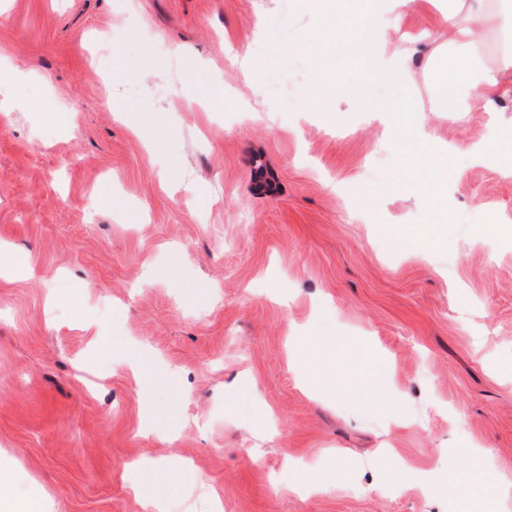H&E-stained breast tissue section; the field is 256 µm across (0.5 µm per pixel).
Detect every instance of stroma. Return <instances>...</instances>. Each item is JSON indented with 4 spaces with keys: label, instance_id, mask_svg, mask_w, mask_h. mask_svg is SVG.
<instances>
[{
    "label": "stroma",
    "instance_id": "35a3bbf8",
    "mask_svg": "<svg viewBox=\"0 0 512 512\" xmlns=\"http://www.w3.org/2000/svg\"><path fill=\"white\" fill-rule=\"evenodd\" d=\"M356 8L0 0V243L26 270L0 278V463L45 512H458L403 479L450 458L484 464V494L512 486L493 367L512 239L478 236L490 209L512 225V176L449 153L447 208L428 207L430 154L491 130L437 111L418 12L415 84L360 83ZM300 336H365L385 363L352 385L324 367L317 401ZM309 477L325 490L299 492ZM389 237L400 242L409 240L425 251L438 249L441 241L424 224L393 225L388 230Z\"/></svg>",
    "mask_w": 512,
    "mask_h": 512
}]
</instances>
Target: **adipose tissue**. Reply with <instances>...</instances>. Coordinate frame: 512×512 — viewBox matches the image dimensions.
I'll return each instance as SVG.
<instances>
[{"mask_svg":"<svg viewBox=\"0 0 512 512\" xmlns=\"http://www.w3.org/2000/svg\"><path fill=\"white\" fill-rule=\"evenodd\" d=\"M434 11L436 23L430 28L432 47L428 56L427 78L440 101L468 100L481 109L491 94L512 91V0H361L357 21L365 33L366 65L360 74L370 84L393 76L413 83L410 51L398 27H376L372 15L387 9ZM482 468L459 478L454 467L440 473H419L416 482H439L442 489L459 497L460 512H498L495 500L472 492L465 485H480Z\"/></svg>","mask_w":512,"mask_h":512,"instance_id":"adipose-tissue-1","label":"adipose tissue"}]
</instances>
